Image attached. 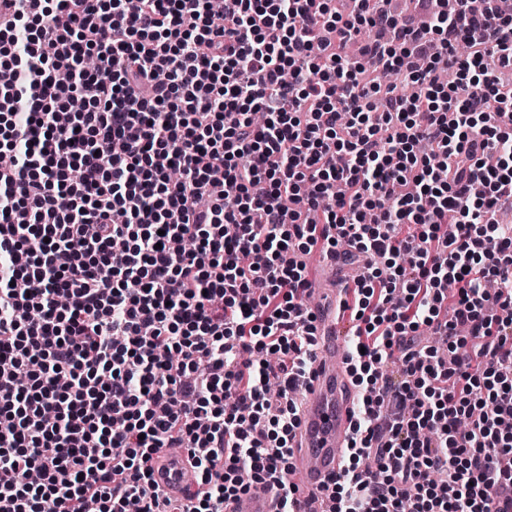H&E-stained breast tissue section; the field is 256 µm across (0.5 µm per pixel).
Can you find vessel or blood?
Listing matches in <instances>:
<instances>
[{
  "mask_svg": "<svg viewBox=\"0 0 512 512\" xmlns=\"http://www.w3.org/2000/svg\"><path fill=\"white\" fill-rule=\"evenodd\" d=\"M337 256L325 258L311 273L315 348L313 370L300 405L294 433L292 469L298 475L293 512H329L328 487L342 468L343 451L349 445L357 389L347 368L349 343L338 315L345 290L339 280ZM153 479L171 499H185L198 486L197 472L188 455L161 449L152 463ZM276 489L251 490L224 504V512H278Z\"/></svg>",
  "mask_w": 512,
  "mask_h": 512,
  "instance_id": "b4317fda",
  "label": "vessel or blood"
}]
</instances>
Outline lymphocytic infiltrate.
<instances>
[{"instance_id":"f902f5d3","label":"lymphocytic infiltrate","mask_w":512,"mask_h":512,"mask_svg":"<svg viewBox=\"0 0 512 512\" xmlns=\"http://www.w3.org/2000/svg\"><path fill=\"white\" fill-rule=\"evenodd\" d=\"M350 2L8 0L0 512H224L270 486L291 512L316 247L364 266L333 512H494L512 488V15ZM461 325L453 363L419 341ZM162 448L199 472L188 502L152 480Z\"/></svg>"}]
</instances>
